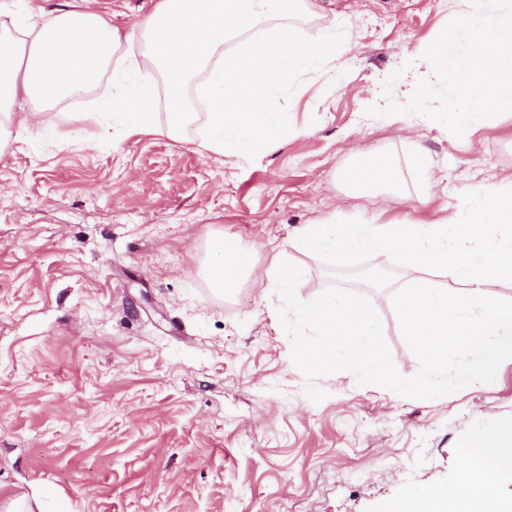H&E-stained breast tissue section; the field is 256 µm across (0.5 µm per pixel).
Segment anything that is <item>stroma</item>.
Returning <instances> with one entry per match:
<instances>
[{
	"label": "stroma",
	"mask_w": 512,
	"mask_h": 512,
	"mask_svg": "<svg viewBox=\"0 0 512 512\" xmlns=\"http://www.w3.org/2000/svg\"><path fill=\"white\" fill-rule=\"evenodd\" d=\"M302 36L335 24L327 76L271 104L275 148L224 157L160 134L99 137L66 106L0 155V512L43 489V512H386L455 480L464 446L512 421V359L492 389L413 399L338 371L311 401L291 358L275 289L212 287L215 238L258 268L297 267L295 299L338 284L367 296L397 371L416 374L392 296L313 253L297 227L332 217L456 222L462 194L512 180V113L457 137L422 116L372 117L406 103L419 58L468 0H315ZM405 166L399 196L349 195L357 153ZM429 191L428 205L417 196Z\"/></svg>",
	"instance_id": "35a3bbf8"
}]
</instances>
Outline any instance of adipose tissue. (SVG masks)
<instances>
[{
	"instance_id": "adipose-tissue-1",
	"label": "adipose tissue",
	"mask_w": 512,
	"mask_h": 512,
	"mask_svg": "<svg viewBox=\"0 0 512 512\" xmlns=\"http://www.w3.org/2000/svg\"><path fill=\"white\" fill-rule=\"evenodd\" d=\"M79 0L40 22L21 16L14 0H0V153L38 128L47 109L111 78L102 112L71 119L101 121L111 114L127 135L158 132L181 138L202 120V150L216 157L270 151L280 135L268 104L309 74H325L342 49L334 26L305 38L291 25L311 16L314 0H152L130 30L120 31L93 6ZM202 79L207 110L191 112L188 88ZM163 113H156V106ZM347 189L366 197L400 192L399 169L386 154H359L344 169ZM209 276L228 295L246 277L262 288L292 286L296 271L274 260L256 273L244 248L217 238ZM299 321L319 341L305 348L303 364L324 370L352 351L365 380L384 371L381 352L367 343L374 315L359 303L334 296L296 304ZM453 485L417 498L393 501L388 512H512V423L476 437Z\"/></svg>"
}]
</instances>
